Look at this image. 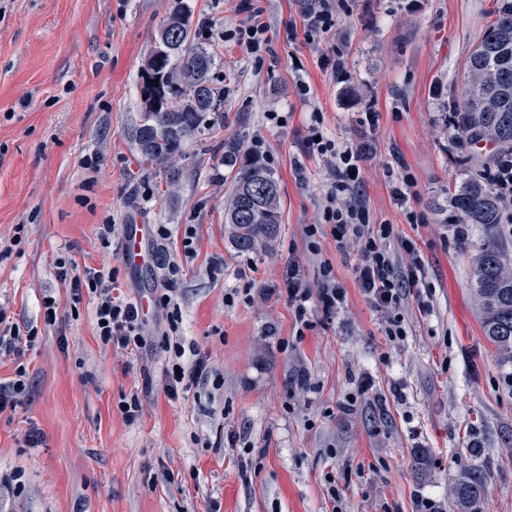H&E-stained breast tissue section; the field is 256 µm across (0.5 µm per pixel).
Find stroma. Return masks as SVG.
<instances>
[{
	"instance_id": "stroma-1",
	"label": "stroma",
	"mask_w": 512,
	"mask_h": 512,
	"mask_svg": "<svg viewBox=\"0 0 512 512\" xmlns=\"http://www.w3.org/2000/svg\"><path fill=\"white\" fill-rule=\"evenodd\" d=\"M187 2L194 28L218 35L224 123L158 172L141 169L131 130L169 0H0V306L20 331L37 332L24 353L0 349V384L21 366L28 384L21 402L0 412V512H332L331 485L345 512H416L426 499L450 512L449 489L472 467L485 474L486 512H512V377L483 333L473 284L487 235L512 257V224H470L458 236L448 189L491 152L461 149L442 112L501 0H425L418 12L391 15L383 0H359L336 27L350 48L342 82L321 69L318 52L288 38L306 0H262L272 53L259 67L219 38L244 20L239 0ZM299 75L311 86L306 102L296 95ZM368 103L380 120L365 134ZM315 107L330 137L373 144L362 198L395 225L392 250L410 239L423 255L431 296L403 305L399 343L386 342L356 282L355 251L329 235L320 255L306 248L303 227L330 176L323 161L301 156ZM270 112L283 125L268 122ZM257 137L274 158L282 222L274 238L243 252L224 222L236 172L223 162L224 144ZM399 168L415 181L405 210L389 176ZM136 222L147 228L150 260L131 266L123 243ZM105 224L114 227L106 240ZM159 254L177 275L158 267ZM324 258L346 302L333 318L315 311L299 341L285 298L261 291L282 286L291 263L316 282ZM62 262L76 275L115 273L134 300L171 289L179 336L207 356L223 386L198 383L169 399L165 311L145 312L149 341L139 352L103 343L93 297L60 279ZM47 296L57 307L50 324ZM135 392L143 411L130 425L118 403Z\"/></svg>"
}]
</instances>
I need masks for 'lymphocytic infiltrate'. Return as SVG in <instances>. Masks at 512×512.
Returning a JSON list of instances; mask_svg holds the SVG:
<instances>
[{
	"mask_svg": "<svg viewBox=\"0 0 512 512\" xmlns=\"http://www.w3.org/2000/svg\"><path fill=\"white\" fill-rule=\"evenodd\" d=\"M355 0H307L301 27H289V35H302L305 43L321 48L323 69L337 80L349 74V49L346 42L328 43L329 34L337 22L353 13ZM245 20L224 32L226 42L232 43L255 65H263L271 51L266 35L268 24L265 10L259 0H240ZM309 135L303 144L306 155L325 161L334 171L333 178L323 189L324 204L316 220L304 227L310 251H317L319 240L332 235L338 245L356 249L360 262L355 269L360 290L384 318V334L389 342L401 340L405 334L401 306L412 297H420L424 266L412 241H402L407 253L406 263H398L387 242L394 234L392 224L377 222L360 198L362 165L372 155L369 142L340 143L324 133V115L312 111L309 116ZM60 276L70 277L74 291H88L97 299L95 309L96 332L106 343L125 349L141 348L147 343L145 320L138 301L114 294L103 284L99 271H87L83 276H70L68 268H61ZM288 307L297 331L296 339H303L312 327V312L321 308L325 315H335L344 305L345 291L340 286L330 262L320 265L317 286L303 283L300 270L289 265L286 271ZM170 365L165 371L163 390L168 398H178L190 383L203 379L213 386H222L224 380L201 355L194 344L175 341L168 344Z\"/></svg>",
	"mask_w": 512,
	"mask_h": 512,
	"instance_id": "obj_1",
	"label": "lymphocytic infiltrate"
}]
</instances>
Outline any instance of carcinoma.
<instances>
[{
	"mask_svg": "<svg viewBox=\"0 0 512 512\" xmlns=\"http://www.w3.org/2000/svg\"><path fill=\"white\" fill-rule=\"evenodd\" d=\"M192 20L186 0H171L141 71V96L149 105L132 137L149 166L164 165L187 140L224 121V89L211 76L215 54L192 37ZM464 76L449 104L450 124L472 144L512 149V2L492 13L464 63ZM449 199L458 224L500 223V200L481 175L454 187ZM279 200V181L270 169L250 162L237 171L224 223L232 225L240 250H254L276 233ZM473 276L484 335L512 363V267L496 241L482 245ZM484 497V477L473 468L451 490L452 512H483Z\"/></svg>",
	"mask_w": 512,
	"mask_h": 512,
	"instance_id": "carcinoma-1",
	"label": "carcinoma"
}]
</instances>
